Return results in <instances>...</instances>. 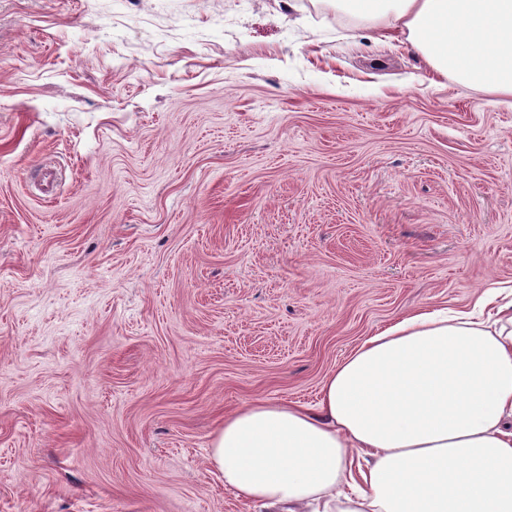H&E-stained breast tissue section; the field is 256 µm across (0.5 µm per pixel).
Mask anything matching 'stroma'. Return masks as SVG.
Wrapping results in <instances>:
<instances>
[{
  "mask_svg": "<svg viewBox=\"0 0 512 512\" xmlns=\"http://www.w3.org/2000/svg\"><path fill=\"white\" fill-rule=\"evenodd\" d=\"M512 287V106L334 0H0V512H269L257 400Z\"/></svg>",
  "mask_w": 512,
  "mask_h": 512,
  "instance_id": "1",
  "label": "stroma"
}]
</instances>
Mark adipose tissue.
Wrapping results in <instances>:
<instances>
[{"label":"adipose tissue","mask_w":512,"mask_h":512,"mask_svg":"<svg viewBox=\"0 0 512 512\" xmlns=\"http://www.w3.org/2000/svg\"><path fill=\"white\" fill-rule=\"evenodd\" d=\"M431 69L512 98V0H336ZM208 464L274 512H512V302L420 312L364 340L316 406L226 415Z\"/></svg>","instance_id":"ef3b65f1"}]
</instances>
